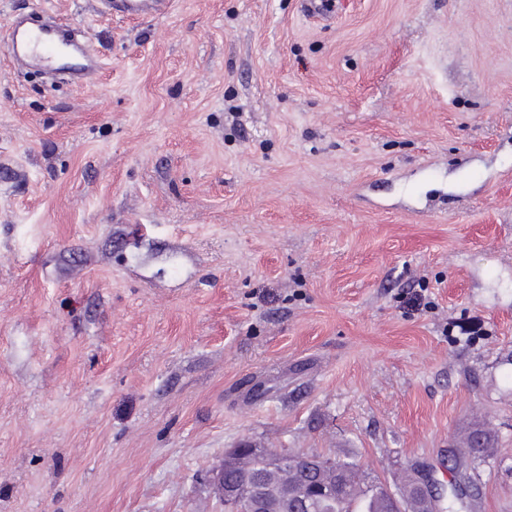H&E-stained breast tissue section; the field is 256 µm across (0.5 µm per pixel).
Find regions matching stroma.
<instances>
[{
  "mask_svg": "<svg viewBox=\"0 0 512 512\" xmlns=\"http://www.w3.org/2000/svg\"><path fill=\"white\" fill-rule=\"evenodd\" d=\"M18 8L98 79L18 73ZM483 426L512 512V0H0V512H224L246 442L445 481ZM97 10L122 18L159 17L171 7V0H94Z\"/></svg>",
  "mask_w": 512,
  "mask_h": 512,
  "instance_id": "1",
  "label": "stroma"
}]
</instances>
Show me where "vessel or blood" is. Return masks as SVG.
I'll return each mask as SVG.
<instances>
[{"label":"vessel or blood","mask_w":512,"mask_h":512,"mask_svg":"<svg viewBox=\"0 0 512 512\" xmlns=\"http://www.w3.org/2000/svg\"><path fill=\"white\" fill-rule=\"evenodd\" d=\"M104 14L122 18L159 17L172 0H96ZM6 53L14 66L34 68L75 85L93 81L100 57L86 35L71 23L19 13L10 23Z\"/></svg>","instance_id":"b4317fda"}]
</instances>
